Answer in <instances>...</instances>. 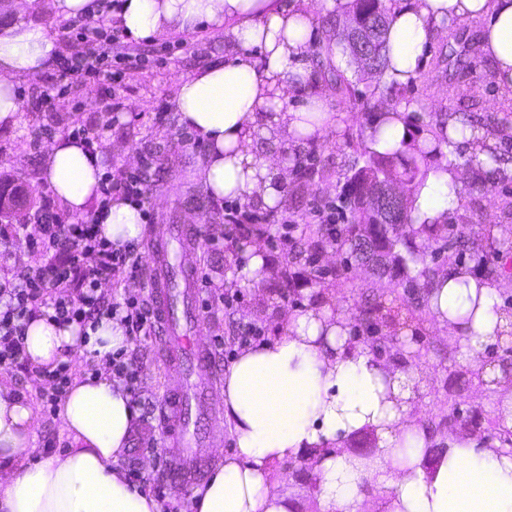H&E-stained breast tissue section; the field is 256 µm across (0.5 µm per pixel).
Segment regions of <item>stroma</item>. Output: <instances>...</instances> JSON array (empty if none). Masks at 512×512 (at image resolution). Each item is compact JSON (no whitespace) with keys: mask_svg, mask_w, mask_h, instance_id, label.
<instances>
[{"mask_svg":"<svg viewBox=\"0 0 512 512\" xmlns=\"http://www.w3.org/2000/svg\"><path fill=\"white\" fill-rule=\"evenodd\" d=\"M482 28L481 21L473 19L454 24L452 30H440L426 52L425 65L416 79L378 95L372 92L373 76L360 72L348 56L338 55L337 65L353 81L356 94L347 99L333 84H326L335 120L325 124L321 134L304 146L305 151L312 154L316 173L303 178L296 171H289L286 195L274 212L271 224L265 225L264 236L251 235L240 241L226 237L223 205L209 198L197 175V163L205 150L181 138L182 127L173 108L180 81L193 76L207 62L222 57L228 35L225 30L210 29L206 41L176 50L169 57L164 54L168 37L146 41L145 64L128 70L125 75L128 109L119 113L115 125L103 132L97 145L109 151L106 170L113 174L137 168L145 155L158 161L150 186L153 225L199 224V290L235 298L232 309L218 310L204 317L202 332L214 343L211 367L216 381H223L226 367L241 349L236 339L240 327L253 325L261 328L265 336H274L278 327L276 316L281 309L312 304L319 293L333 292L335 306L348 314L350 333L354 336L362 333L359 311L366 291L380 294L386 306L400 305L402 290L392 288L388 281L378 280L369 273L345 268L335 248H323L315 266L310 267L301 262H289L287 251L274 248L271 240L284 234L303 240L317 207L339 205L345 177L358 159L351 144L366 138L383 110L406 107L412 136L423 137L438 120L461 109L459 102L448 95L449 82H472L476 88L469 102V112L491 124L512 126V113L500 110L505 89L483 80L490 72V64L477 49ZM465 46L472 50L470 62L456 65L455 59ZM40 84L36 75L20 79V122L12 129L0 128V175L20 179L37 191L42 188L38 181L40 162L54 138L70 135L78 118L98 115L102 95L100 86L88 82L67 89L55 99L52 107L46 108L36 99ZM162 104L167 107L166 119L159 123L154 119V111ZM511 200L512 180L486 188L467 183L448 221L502 228V236L496 237L494 242H486L480 234L472 239V252L486 255L492 262L497 254L512 253V220L502 215L505 202ZM253 244L260 246L273 269L288 270L292 278L289 290L273 287L266 280L257 282L245 277L243 249ZM317 267L325 269V276L314 277L313 270ZM338 270L342 271L341 279L345 281L341 288L337 287L338 278L334 276ZM392 346L416 356L421 384L415 415L425 420L455 415L459 418L455 434L468 437L473 428L478 427L482 430L483 442L497 441L501 398L496 391L473 381L459 345L443 337L432 319L412 320L398 326ZM136 353L141 361L142 397L162 404L167 369L157 339L144 342ZM0 381L16 386L32 404L39 422L37 448H46L51 442L60 449L70 446L60 419L41 404L42 383L37 377L0 371ZM196 430L215 434L213 442L201 443L197 450L203 470L208 473L233 451V435L221 415L210 421H198ZM165 453L160 432L138 428L119 463L123 466L136 464L150 482L164 486L166 512H183L186 502L193 498L194 488L174 482ZM279 478L281 491L294 512H315L312 481L304 461L296 460L290 467L280 468Z\"/></svg>","mask_w":512,"mask_h":512,"instance_id":"stroma-1","label":"stroma"}]
</instances>
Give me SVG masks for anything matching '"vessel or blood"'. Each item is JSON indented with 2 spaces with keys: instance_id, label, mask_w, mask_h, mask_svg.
Instances as JSON below:
<instances>
[{
  "instance_id": "obj_1",
  "label": "vessel or blood",
  "mask_w": 512,
  "mask_h": 512,
  "mask_svg": "<svg viewBox=\"0 0 512 512\" xmlns=\"http://www.w3.org/2000/svg\"><path fill=\"white\" fill-rule=\"evenodd\" d=\"M177 241L181 253L178 271L169 266V243ZM200 246L198 232L179 224H168L155 236L148 248L150 300L158 324L169 335L166 339L165 363L172 372V386L165 402L160 429L167 439L170 467L191 483L201 474L195 452L198 435L185 415L189 404H196L201 416L211 415L207 402L208 385L203 378L210 369V356L200 340L201 313L196 302V274L193 257ZM200 376L196 391H188L189 375Z\"/></svg>"
}]
</instances>
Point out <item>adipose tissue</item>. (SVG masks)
I'll use <instances>...</instances> for the list:
<instances>
[{"mask_svg":"<svg viewBox=\"0 0 512 512\" xmlns=\"http://www.w3.org/2000/svg\"><path fill=\"white\" fill-rule=\"evenodd\" d=\"M90 2L50 0V20L33 22L24 18L26 0H16L13 21L0 25V126L20 121V78L45 71L58 56L52 18L88 15ZM452 17L483 21L481 50L501 86L512 88V0H403L389 24L381 83L413 81L438 27ZM117 18L124 34L136 39L229 25L224 60L181 82L175 110L206 146L198 175L211 198L263 208L281 201L286 173L259 154V139L311 137L331 118L326 93L290 103L310 78L318 36L311 0L290 6L279 0H124ZM463 120L452 115L443 128L449 160L415 189L413 226L446 223L458 206L462 175L452 155L463 141ZM411 140L406 111L396 108L378 118L368 144L384 152ZM103 159L102 152H88L85 141L60 136L41 162L40 177L63 209L91 217L103 239L121 249L141 238L142 214L121 195L99 206ZM499 288L467 266H450L437 275L428 310L472 371L498 391L500 421L512 430V377L484 359L488 346L512 338V312L502 309ZM330 301L323 293L310 306L281 310V335L243 347L226 368L224 417L236 450L195 489L198 512H289L277 467L299 458L315 462L317 512H512V453L495 442L432 436L412 415L419 374L349 336L348 317ZM126 344L116 318L85 326L30 318L24 349L33 366L51 365L72 350L94 359L99 371L74 381L60 401L71 446L49 455L36 450V416L25 396L0 383V512H160L118 464L136 414L108 367L113 351ZM362 435L377 440L364 464L345 450ZM439 441L445 448L437 453L432 446ZM363 481L380 499L360 493Z\"/></svg>","mask_w":512,"mask_h":512,"instance_id":"obj_1","label":"adipose tissue"}]
</instances>
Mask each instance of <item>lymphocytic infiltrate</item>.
Instances as JSON below:
<instances>
[{
  "mask_svg": "<svg viewBox=\"0 0 512 512\" xmlns=\"http://www.w3.org/2000/svg\"><path fill=\"white\" fill-rule=\"evenodd\" d=\"M121 2L96 0V16L60 20L59 36L71 54L57 71L43 78L38 95L41 104L50 105L70 85L89 81L103 90L102 111H124L123 77L127 69L141 65L144 57L109 19ZM152 167V160L145 158L136 170L105 176L100 186L102 202H109L112 195L118 194L148 205ZM30 223L40 229L38 244L45 261L0 280V370L32 372L43 378L41 398L44 405L51 407L71 384L73 366L66 359L51 369L31 367L22 343L31 316L49 315L62 323L83 326L104 315L118 316L135 344L146 341L156 323L147 298L119 299L102 290L103 285L117 287L140 277L143 257L135 247L113 249L100 238L92 221L64 218L46 190L41 191L40 203L28 217L27 224ZM27 224L0 225L1 261L8 258L14 241L25 238Z\"/></svg>",
  "mask_w": 512,
  "mask_h": 512,
  "instance_id": "obj_1",
  "label": "lymphocytic infiltrate"
}]
</instances>
